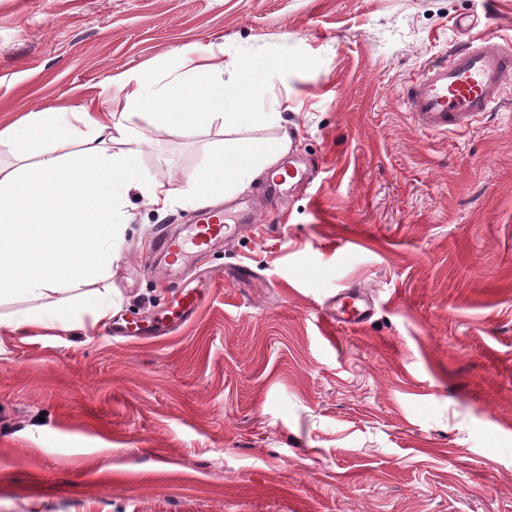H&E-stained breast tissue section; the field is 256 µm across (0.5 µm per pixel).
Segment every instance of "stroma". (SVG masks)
<instances>
[{
  "label": "stroma",
  "instance_id": "stroma-1",
  "mask_svg": "<svg viewBox=\"0 0 512 512\" xmlns=\"http://www.w3.org/2000/svg\"><path fill=\"white\" fill-rule=\"evenodd\" d=\"M511 35L512 0H0V125L203 44L273 61L263 97L313 180L204 263L193 320L160 338L0 329V512H512V87L464 134L418 128L402 89L461 40ZM141 170L191 184L216 133L137 121ZM201 204L126 197L117 318L162 317L156 232ZM247 264L259 288L225 284ZM364 287L368 323L328 299Z\"/></svg>",
  "mask_w": 512,
  "mask_h": 512
}]
</instances>
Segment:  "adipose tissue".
I'll return each instance as SVG.
<instances>
[{"label": "adipose tissue", "mask_w": 512, "mask_h": 512, "mask_svg": "<svg viewBox=\"0 0 512 512\" xmlns=\"http://www.w3.org/2000/svg\"><path fill=\"white\" fill-rule=\"evenodd\" d=\"M277 72L260 64L231 73L223 52L196 45L176 63L110 76L108 86L138 88L127 112L112 114L91 98L29 112L0 127V150L14 159L13 166H0V300L29 302L10 313L11 332L73 331L83 328L87 314L96 326L111 320V296L78 287L110 275L126 194L138 191L160 208L175 197L170 176L141 177L127 148L135 119L168 134L212 128L227 134L184 192L214 201L271 166L288 147L284 137L242 136L238 122L246 108L253 109L255 122L280 121L277 102H264L261 95Z\"/></svg>", "instance_id": "adipose-tissue-1"}]
</instances>
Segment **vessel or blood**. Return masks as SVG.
Instances as JSON below:
<instances>
[{"label": "vessel or blood", "instance_id": "b4317fda", "mask_svg": "<svg viewBox=\"0 0 512 512\" xmlns=\"http://www.w3.org/2000/svg\"><path fill=\"white\" fill-rule=\"evenodd\" d=\"M512 77V39L472 37L455 42L448 59L428 65L406 88L404 103L416 124L428 131L463 130L473 118L492 111ZM306 170L289 165L286 174L268 178L270 191L287 195L290 188L308 182ZM254 215L249 209L231 214L206 209L190 235L171 232L158 238L155 251L171 270H179L188 254L201 257L236 235ZM197 289L172 285L173 320L185 322L196 313ZM337 321L360 325L370 320L373 308L363 288H342L331 297Z\"/></svg>", "mask_w": 512, "mask_h": 512}]
</instances>
